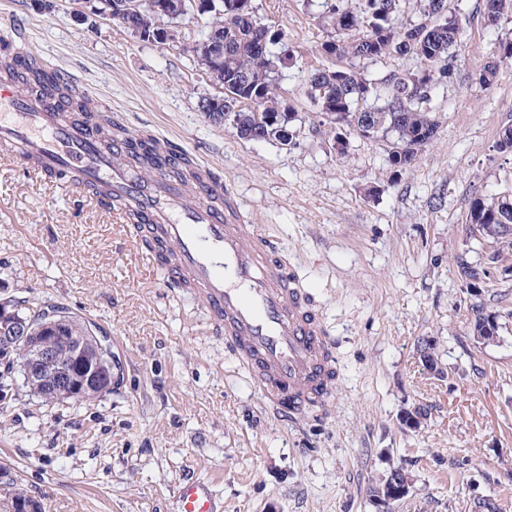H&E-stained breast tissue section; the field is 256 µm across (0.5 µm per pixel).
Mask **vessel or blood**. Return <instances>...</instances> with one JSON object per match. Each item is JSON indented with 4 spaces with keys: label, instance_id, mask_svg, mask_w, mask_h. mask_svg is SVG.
<instances>
[{
    "label": "vessel or blood",
    "instance_id": "1",
    "mask_svg": "<svg viewBox=\"0 0 512 512\" xmlns=\"http://www.w3.org/2000/svg\"><path fill=\"white\" fill-rule=\"evenodd\" d=\"M128 151L119 139L103 146L48 91L21 95L0 80V153L94 194L140 243L161 241L156 256L168 283L205 304L226 347L254 372L263 404L282 420L322 404L336 373L332 341L261 228L245 223L236 204L209 205V197L229 194L218 175L191 193L159 174L145 179ZM175 512L219 510L209 484L191 477L178 485Z\"/></svg>",
    "mask_w": 512,
    "mask_h": 512
}]
</instances>
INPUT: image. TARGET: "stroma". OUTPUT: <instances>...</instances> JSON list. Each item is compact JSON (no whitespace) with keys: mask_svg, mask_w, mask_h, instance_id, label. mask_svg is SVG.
I'll return each instance as SVG.
<instances>
[{"mask_svg":"<svg viewBox=\"0 0 512 512\" xmlns=\"http://www.w3.org/2000/svg\"><path fill=\"white\" fill-rule=\"evenodd\" d=\"M323 0H255L293 57L281 94L295 112L294 148L239 139L208 121L222 93L189 45L139 39L117 22L0 0V42L74 77L129 130L184 147L223 177L240 212L297 273L333 340L338 369L323 407L279 420L225 348L205 305L168 287L122 218L0 157V296L49 299L106 333L121 379L91 402L45 403L24 386L0 407V470L45 512H174L179 481H207L222 512H377L369 489L402 469L408 494L390 512H512V239L483 244L470 201L512 190V158L495 148L512 124V61L488 90L474 72L512 38V11L484 24L481 0H458L453 80L433 94L434 140L394 176L388 148L344 133L336 147L306 95L334 67ZM499 262H490V255ZM487 268L479 290L457 263ZM494 314V343L472 334ZM433 346L444 374L423 372ZM426 405L415 430L402 412Z\"/></svg>","mask_w":512,"mask_h":512,"instance_id":"obj_1","label":"stroma"}]
</instances>
